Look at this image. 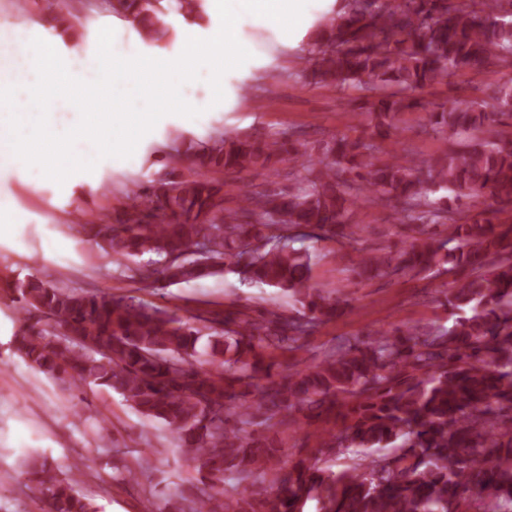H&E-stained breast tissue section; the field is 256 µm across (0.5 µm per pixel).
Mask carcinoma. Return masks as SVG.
<instances>
[{"label": "carcinoma", "mask_w": 512, "mask_h": 512, "mask_svg": "<svg viewBox=\"0 0 512 512\" xmlns=\"http://www.w3.org/2000/svg\"><path fill=\"white\" fill-rule=\"evenodd\" d=\"M184 3L109 0L153 44L169 38V11L201 17L203 0L190 10ZM308 46L315 83L363 92L371 136L389 138L402 115L422 107L416 91L462 70L512 66V0H341ZM505 110L511 82L489 102L435 107L432 129L461 137L464 150L429 160L380 159L364 136L331 139L316 161L284 135L221 132L175 147L202 173L143 189L132 179L134 212L69 231L124 263L132 279L177 285L236 273L288 296L292 307L181 320L154 304L29 275L6 282L24 312L10 346L81 401L114 391L175 433L201 479L174 512H304L310 501L317 512H512V223L499 209H452L430 198L444 189L456 201L488 193L512 205V141L484 135ZM275 161L301 162L307 189L245 190L229 209L224 183L208 176L268 170ZM363 196L420 230L399 250L362 254L354 272L428 275L446 264L464 274L447 299L463 315L444 330L407 326L347 341L281 375L272 352L300 348L341 315L336 298L311 284V255L291 245L290 231L315 227L353 247L363 227L349 219ZM145 253L157 267L136 262ZM329 416L334 427L317 434V452L344 456L339 470L301 453L285 460L269 436ZM228 472L260 489H226ZM79 474L75 465L61 477L38 455L19 471L46 512H95L74 489Z\"/></svg>", "instance_id": "carcinoma-1"}]
</instances>
